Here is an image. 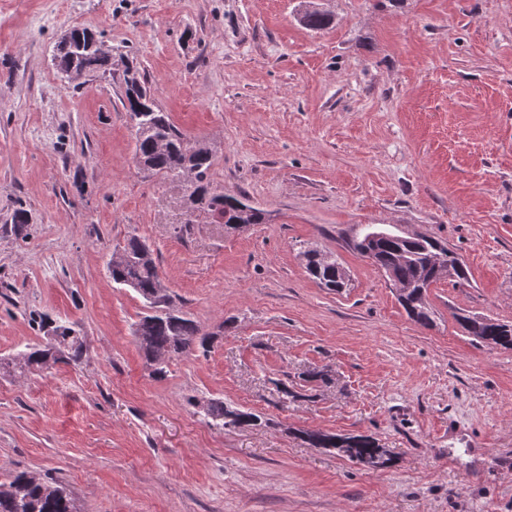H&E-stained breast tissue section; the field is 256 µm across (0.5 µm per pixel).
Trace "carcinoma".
Masks as SVG:
<instances>
[{"instance_id": "1", "label": "carcinoma", "mask_w": 512, "mask_h": 512, "mask_svg": "<svg viewBox=\"0 0 512 512\" xmlns=\"http://www.w3.org/2000/svg\"><path fill=\"white\" fill-rule=\"evenodd\" d=\"M303 23L311 29L328 27L331 17L317 8H308L302 15ZM57 73L63 79L73 74L112 72V48L86 29L74 28L61 41L54 56ZM122 105L134 124V155L143 170L153 177L175 185L181 190L180 208L184 210V224H197L200 218L213 224H264L266 213L254 206L242 193H226L214 185L212 169L215 158L211 149L198 143L185 145L184 137L170 122L151 96L139 71L129 66L124 77ZM372 231L354 243V250H371L369 260L392 282L411 283L419 270L432 264L441 255L449 259L452 250L439 240L426 237L410 242L400 241L388 234L376 242L368 241ZM308 275L320 286L336 290V273L341 264L335 257L325 260V254H304ZM114 283L133 288L147 303L150 313L137 323L135 337L145 357L160 360L154 374H166V359L189 353L194 346L206 348L209 334L186 314L168 306V295L161 288L158 266L153 257L127 265L108 268ZM407 316L414 322L429 327L433 312L422 289L413 288L405 297L398 298ZM462 328L474 339L512 350V325L502 324L479 315L459 317ZM73 328L56 325L53 336L42 347H28L16 354L21 369L48 367L47 358L55 349H66L70 359L77 362L83 354L81 337L72 335ZM204 417L218 428L253 426L261 422L258 415L231 409L224 402L212 400L203 409ZM313 448L346 457L359 464L376 468L391 464L392 454L370 436L338 435L322 432L306 434ZM0 512H78L70 490L61 483L49 485L25 472H18L0 480Z\"/></svg>"}]
</instances>
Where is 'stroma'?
Segmentation results:
<instances>
[{
    "mask_svg": "<svg viewBox=\"0 0 512 512\" xmlns=\"http://www.w3.org/2000/svg\"><path fill=\"white\" fill-rule=\"evenodd\" d=\"M0 0V357L73 323L80 362L0 367V476L61 482L80 512H512V350L467 311L512 323V0ZM85 28L112 74L67 82L58 43ZM133 62L215 185L263 224L175 223V190L134 160L121 105ZM25 209L31 220L16 224ZM430 236L470 283L412 322L352 248L365 225ZM206 351L155 377L146 311L107 271L130 236ZM335 255L345 291L303 254ZM220 400L261 425L217 430ZM368 435L374 470L309 447ZM329 256L330 260H325ZM305 268L308 275L323 288L331 291L336 290V273L338 268L343 266L337 262L336 258L320 252V257L309 256V251L304 254ZM459 322L469 336L479 342L512 350V325L479 315H461Z\"/></svg>",
    "mask_w": 512,
    "mask_h": 512,
    "instance_id": "stroma-1",
    "label": "stroma"
}]
</instances>
